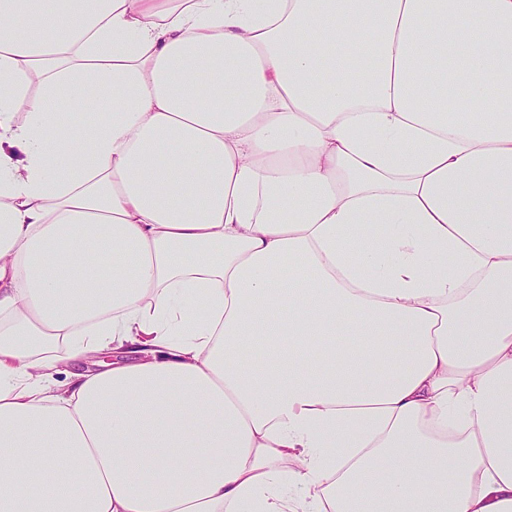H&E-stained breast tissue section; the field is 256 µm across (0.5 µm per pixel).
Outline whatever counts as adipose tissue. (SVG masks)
I'll use <instances>...</instances> for the list:
<instances>
[{
    "mask_svg": "<svg viewBox=\"0 0 512 512\" xmlns=\"http://www.w3.org/2000/svg\"><path fill=\"white\" fill-rule=\"evenodd\" d=\"M0 512H512V0H0Z\"/></svg>",
    "mask_w": 512,
    "mask_h": 512,
    "instance_id": "1",
    "label": "adipose tissue"
}]
</instances>
